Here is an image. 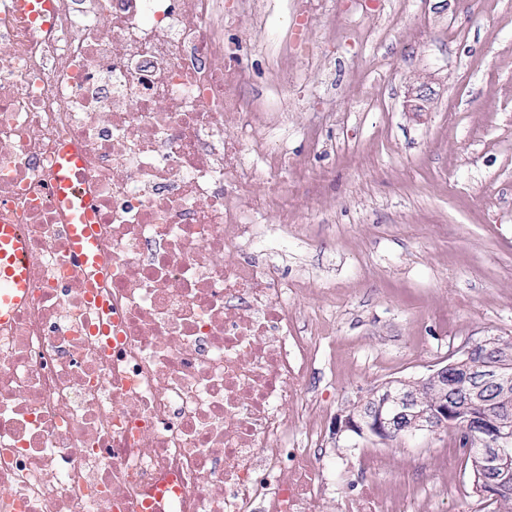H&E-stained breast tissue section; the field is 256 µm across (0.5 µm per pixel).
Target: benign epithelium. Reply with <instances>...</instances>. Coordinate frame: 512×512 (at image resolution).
<instances>
[{"instance_id":"benign-epithelium-1","label":"benign epithelium","mask_w":512,"mask_h":512,"mask_svg":"<svg viewBox=\"0 0 512 512\" xmlns=\"http://www.w3.org/2000/svg\"><path fill=\"white\" fill-rule=\"evenodd\" d=\"M429 99L427 83L412 85L408 89L406 109L423 112L424 103ZM480 347L491 356V362L484 373L473 377L461 406L450 408L445 399L428 412L420 409L407 392L377 396L365 414L339 416L336 436L349 432L389 444L425 432L446 430L454 434L464 429L476 444L472 450L473 462L487 470L508 469L512 466V429L500 419L499 409L483 398L481 390L493 385L501 389L502 395L509 394L512 390V351L508 341L498 337L484 339Z\"/></svg>"}]
</instances>
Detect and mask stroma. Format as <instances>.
Returning <instances> with one entry per match:
<instances>
[{
	"label": "stroma",
	"mask_w": 512,
	"mask_h": 512,
	"mask_svg": "<svg viewBox=\"0 0 512 512\" xmlns=\"http://www.w3.org/2000/svg\"><path fill=\"white\" fill-rule=\"evenodd\" d=\"M296 0H266V23L225 29V64L268 123L294 88L288 166L268 184L288 195L295 234L283 274L312 328L333 325L308 381L321 401V439L336 477L318 512L355 493L360 450L378 447L379 482L412 491L414 459L449 468L451 495L424 488L428 512H493L473 492L453 436L376 445L335 437L337 415L387 382L427 373L457 348L512 339V0H329L309 21L318 61L281 56ZM348 17L334 26L332 14ZM253 32L240 42V29ZM430 87L408 112V88Z\"/></svg>",
	"instance_id": "1"
}]
</instances>
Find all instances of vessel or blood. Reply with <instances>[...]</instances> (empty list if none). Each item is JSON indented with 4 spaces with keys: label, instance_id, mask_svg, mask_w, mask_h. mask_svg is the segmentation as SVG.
I'll return each instance as SVG.
<instances>
[{
    "label": "vessel or blood",
    "instance_id": "b4317fda",
    "mask_svg": "<svg viewBox=\"0 0 512 512\" xmlns=\"http://www.w3.org/2000/svg\"><path fill=\"white\" fill-rule=\"evenodd\" d=\"M21 18L36 22L46 19L53 10L52 0H16ZM57 198L72 211L70 249L81 263L92 264L98 255L100 242L96 236L94 212L88 201L72 198L74 185L85 177L83 164L70 147H63L57 162ZM27 244L16 225L0 224V279L8 284L0 293V323L14 317L26 293Z\"/></svg>",
    "mask_w": 512,
    "mask_h": 512
}]
</instances>
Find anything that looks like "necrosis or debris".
Returning <instances> with one entry per match:
<instances>
[{
  "instance_id": "1",
  "label": "necrosis or debris",
  "mask_w": 512,
  "mask_h": 512,
  "mask_svg": "<svg viewBox=\"0 0 512 512\" xmlns=\"http://www.w3.org/2000/svg\"><path fill=\"white\" fill-rule=\"evenodd\" d=\"M260 0H54L49 28L0 0V224L29 247L0 325V512H318L335 463L302 392L321 345L274 265L288 164L223 65ZM72 146L96 267L71 253L55 163ZM264 154L266 169L251 164ZM336 512H406L359 455Z\"/></svg>"
}]
</instances>
